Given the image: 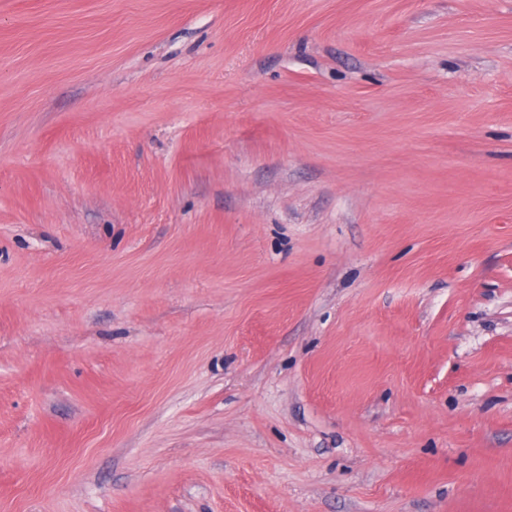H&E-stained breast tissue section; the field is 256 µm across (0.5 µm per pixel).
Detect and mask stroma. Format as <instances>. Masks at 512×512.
I'll return each mask as SVG.
<instances>
[{
  "label": "stroma",
  "instance_id": "1",
  "mask_svg": "<svg viewBox=\"0 0 512 512\" xmlns=\"http://www.w3.org/2000/svg\"><path fill=\"white\" fill-rule=\"evenodd\" d=\"M0 512H512V0H0Z\"/></svg>",
  "mask_w": 512,
  "mask_h": 512
}]
</instances>
